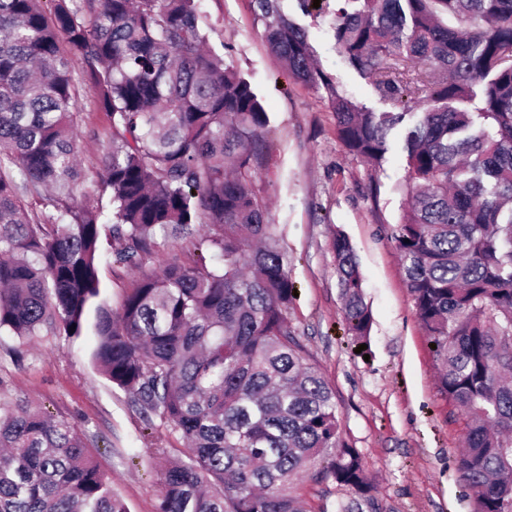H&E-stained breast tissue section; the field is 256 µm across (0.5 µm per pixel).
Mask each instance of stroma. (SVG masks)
Returning <instances> with one entry per match:
<instances>
[{
  "instance_id": "35a3bbf8",
  "label": "stroma",
  "mask_w": 512,
  "mask_h": 512,
  "mask_svg": "<svg viewBox=\"0 0 512 512\" xmlns=\"http://www.w3.org/2000/svg\"><path fill=\"white\" fill-rule=\"evenodd\" d=\"M286 15L306 31L320 68L370 112L391 105L336 45L332 7L302 8L282 0ZM211 47L251 84L271 129L268 158L249 177L267 202L293 257L297 296L288 319L336 395L342 438L360 454L381 512H476L477 496L457 467L466 420L441 395L431 347L418 320L391 230L406 202V160L399 135L382 166L350 153L340 139L324 90L292 79L260 35L251 0H200ZM81 165L88 175L76 198L96 205L103 184L100 159L111 144L106 112L86 95L77 114ZM351 241L372 313L370 356L356 354L337 287L333 231ZM193 244L164 242L135 267L114 250L99 263L102 298L119 311L139 279L160 260H182ZM95 339L59 334L21 339L0 335V403H24L70 420L84 437L129 512H156L160 498L154 451L182 448L166 425L146 427L126 393L91 361ZM293 492L307 512H337L344 488L305 474Z\"/></svg>"
}]
</instances>
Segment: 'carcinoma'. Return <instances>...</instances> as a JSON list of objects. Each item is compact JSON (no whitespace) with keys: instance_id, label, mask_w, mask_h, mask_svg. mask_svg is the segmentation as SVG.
<instances>
[{"instance_id":"obj_1","label":"carcinoma","mask_w":512,"mask_h":512,"mask_svg":"<svg viewBox=\"0 0 512 512\" xmlns=\"http://www.w3.org/2000/svg\"><path fill=\"white\" fill-rule=\"evenodd\" d=\"M53 2L47 14L41 0H0V333L92 330L103 375L185 443L176 459L155 452L157 512H303L291 485L311 470L349 492L339 512H381L288 324L292 256L249 184L269 117L209 48L197 0ZM254 2L262 38L292 78L326 91L351 153L377 167L404 128L407 203L391 238L439 389L467 417L458 468L479 512H512V0H340L336 43L396 112L355 105L281 0ZM85 92L112 128L109 195L92 207L75 196ZM105 227L129 266L159 236L200 253L143 278L113 313ZM332 250L348 332L367 345L354 248L338 232ZM0 512L128 509L68 420L0 404Z\"/></svg>"}]
</instances>
